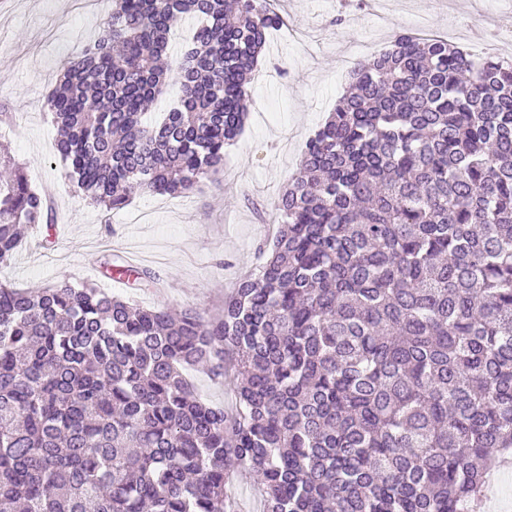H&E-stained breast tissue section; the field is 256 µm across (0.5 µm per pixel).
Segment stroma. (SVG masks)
<instances>
[{"mask_svg": "<svg viewBox=\"0 0 512 512\" xmlns=\"http://www.w3.org/2000/svg\"><path fill=\"white\" fill-rule=\"evenodd\" d=\"M391 24L378 27L365 0H277L290 25L308 34L295 44L272 32L260 74L247 88L250 114L224 168L187 197L135 195L105 213L75 192L55 148L46 96L61 63L80 56L102 31L96 0H6L0 6V102L14 114L0 124L7 145L35 190L50 197L52 228L31 229L0 282L32 288L68 279L133 294L146 308L188 306L220 314L237 279L260 263L257 246L275 232V205L297 172L305 145L333 112L349 84L345 60L367 59L390 46L396 31L418 27L455 45L476 41L458 17L493 12L500 37L495 52L512 58V0H387ZM340 25H333V18ZM133 258L160 285L145 291L107 277L109 259Z\"/></svg>", "mask_w": 512, "mask_h": 512, "instance_id": "obj_1", "label": "stroma"}]
</instances>
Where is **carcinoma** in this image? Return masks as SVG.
I'll list each match as a JSON object with an SVG mask.
<instances>
[{
    "label": "carcinoma",
    "mask_w": 512,
    "mask_h": 512,
    "mask_svg": "<svg viewBox=\"0 0 512 512\" xmlns=\"http://www.w3.org/2000/svg\"><path fill=\"white\" fill-rule=\"evenodd\" d=\"M282 26L270 0H112L47 96L78 191L108 211L194 193ZM276 219L219 317L0 284V512H232L236 469L263 512H480L512 455V60L398 34L353 67ZM52 221L0 155V264ZM195 368L231 379V410L196 397Z\"/></svg>",
    "instance_id": "cac0c4a2"
}]
</instances>
